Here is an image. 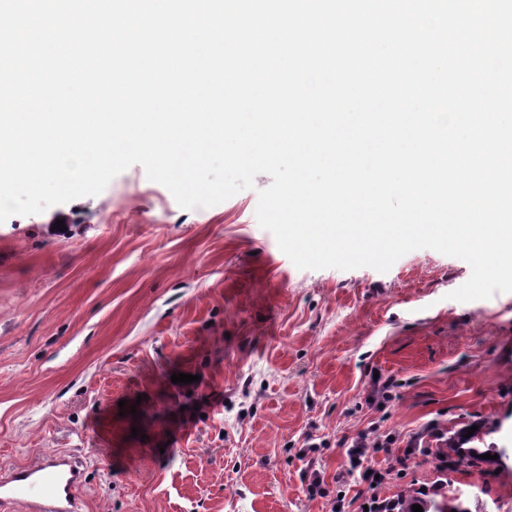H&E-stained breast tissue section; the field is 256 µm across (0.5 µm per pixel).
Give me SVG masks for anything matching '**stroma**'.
Masks as SVG:
<instances>
[{"label":"stroma","instance_id":"1","mask_svg":"<svg viewBox=\"0 0 512 512\" xmlns=\"http://www.w3.org/2000/svg\"><path fill=\"white\" fill-rule=\"evenodd\" d=\"M271 182L185 210L135 164L0 223V467L81 456L85 512H331L346 439L395 433L380 468L434 423L494 450L448 478L512 512V293L450 299L471 268L431 249L297 269L255 217ZM425 446L382 496L434 485Z\"/></svg>","mask_w":512,"mask_h":512}]
</instances>
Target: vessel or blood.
<instances>
[{
    "mask_svg": "<svg viewBox=\"0 0 512 512\" xmlns=\"http://www.w3.org/2000/svg\"><path fill=\"white\" fill-rule=\"evenodd\" d=\"M84 474L82 461L68 453L0 471V512H83Z\"/></svg>",
    "mask_w": 512,
    "mask_h": 512,
    "instance_id": "b4317fda",
    "label": "vessel or blood"
}]
</instances>
